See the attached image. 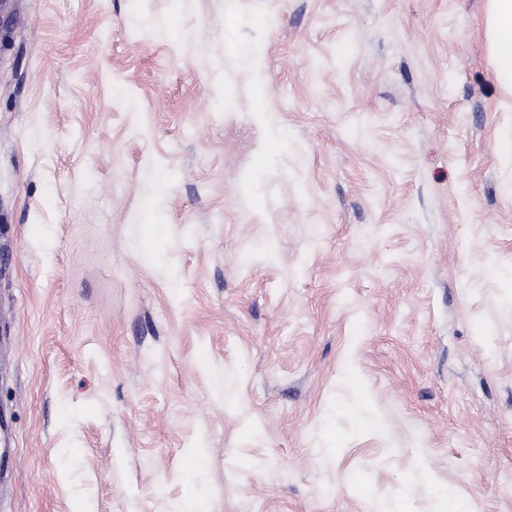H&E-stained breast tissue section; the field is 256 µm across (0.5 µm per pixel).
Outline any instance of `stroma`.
Returning <instances> with one entry per match:
<instances>
[{
  "instance_id": "stroma-1",
  "label": "stroma",
  "mask_w": 512,
  "mask_h": 512,
  "mask_svg": "<svg viewBox=\"0 0 512 512\" xmlns=\"http://www.w3.org/2000/svg\"><path fill=\"white\" fill-rule=\"evenodd\" d=\"M490 0H0V512H512Z\"/></svg>"
}]
</instances>
